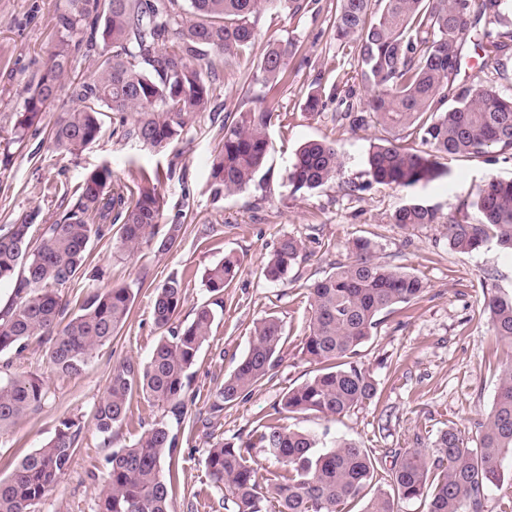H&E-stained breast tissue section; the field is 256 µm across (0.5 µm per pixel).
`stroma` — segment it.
<instances>
[{"mask_svg": "<svg viewBox=\"0 0 512 512\" xmlns=\"http://www.w3.org/2000/svg\"><path fill=\"white\" fill-rule=\"evenodd\" d=\"M64 5L65 0H0L2 134H9L25 85L56 41L55 16ZM337 8V0H296L295 7L263 12L256 23L254 60L224 71L209 110L182 140L163 150L108 134L82 152L59 153L48 140L58 116L53 109L43 115L37 134L11 146L8 161L0 160V225L34 210L38 223H51L70 207L71 193L86 175L103 166L111 168L114 186L126 189L135 187L140 171L175 167V178L164 181L161 190L168 214L187 216L167 252L145 245L125 254L108 238L92 244L85 268L64 291L69 313H76L87 293L99 288H132L134 302L117 336L94 351L82 375L56 373L44 346L36 343L20 353L0 354V370L45 384L40 406L0 435V478L43 446L61 419L76 416L84 425L70 470L35 512H96L108 456L164 415L135 393L128 399L122 427L109 437L100 434L94 407L113 367L126 358L146 360L156 346L161 335L153 318L158 283L170 277L182 281L185 301L179 319L188 322L211 298L206 270L228 254L240 257L242 266L224 290V309L191 370L186 420L170 467L175 512H225L224 493L206 474V450L216 440L233 441L258 429L288 388L315 374L316 365L302 354L311 314L308 288L347 262L349 247L358 238L371 241L376 261L420 277L426 291L382 314L374 335L359 349L358 362L379 384L373 401L335 419L282 413L277 415L280 424L317 435L325 447L347 438L381 453L378 472L383 475L391 465L385 449L431 447L441 431L473 430L475 421L489 413L501 366L512 354L496 346L483 298L489 292L512 295V254L493 241L476 252L453 250L444 221L472 212L475 194L488 175L512 179V159L491 166L478 158L448 157L441 161L445 175L426 184L404 189L372 182L366 173L367 153L391 133L372 122L351 124L364 109L367 89L357 44L336 38ZM272 42L292 45L294 53L288 59L287 82L270 93L256 60ZM464 54V73L456 77V86L490 79L501 94L512 96V47L486 61L468 42ZM320 88L333 91V98L323 110L307 111L308 94ZM261 104L275 117L260 186L214 197L210 157L219 119ZM309 140L335 142L342 170L335 182L296 193L286 173L297 148ZM412 198L436 209L442 223L409 230L391 224L393 212ZM204 224L210 233L203 238L198 230ZM285 236L302 239L308 257L273 283L263 275V261ZM269 315L278 317L283 328L279 366L243 400L213 411L216 390L247 351L254 322Z\"/></svg>", "mask_w": 512, "mask_h": 512, "instance_id": "35a3bbf8", "label": "stroma"}]
</instances>
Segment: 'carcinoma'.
Returning <instances> with one entry per match:
<instances>
[{
  "label": "carcinoma",
  "instance_id": "cac0c4a2",
  "mask_svg": "<svg viewBox=\"0 0 512 512\" xmlns=\"http://www.w3.org/2000/svg\"><path fill=\"white\" fill-rule=\"evenodd\" d=\"M336 39L360 47L361 75L371 89L369 117L393 133L414 131L419 143L404 148L389 139L370 146L368 174L385 186L409 188L440 178L439 159L446 156L512 155V96L491 84L461 88L448 104V85L459 74L465 35L481 19L512 26L503 12L508 0H338ZM282 0H66L56 16L57 42L42 62L36 81L26 85L11 130L21 140L60 97L67 98L50 128L54 147L74 154L104 134L105 117L118 125L112 133L135 139L151 149L180 140L213 97V81L226 68L250 58L256 19ZM512 32L486 33L482 50L497 56ZM92 61L80 78H68L76 57ZM289 49L270 46L260 71L271 92L288 78ZM273 113L264 107L225 116L212 155L211 190L216 196L244 192L256 185L271 149L268 129ZM342 163L334 143L308 141L298 149L288 171L294 191L333 182ZM162 173L143 172L137 191H112V169L89 173L76 198L50 224H34L32 211L13 224L0 225V282L12 284V303L0 310V353L23 350L35 340L48 345L54 369L67 376L82 373L93 352L112 340L125 324L133 303L128 287L92 291L78 312L66 316L62 289L85 266L92 241L115 234L118 249L132 253L151 243L170 250L182 231L171 224L163 237L166 201ZM468 215L448 224V244L473 252L494 240L512 252V180L492 175L479 188ZM391 223L404 229L441 223L432 208L416 201L403 204ZM304 243L281 238L263 266L267 280L280 281L302 260ZM352 258L309 288L311 317L302 353L320 366L304 383L289 388L280 400L287 413L315 412L334 419L371 402L378 383L355 360L358 348L380 324V315L409 304L425 292L423 281L376 262L371 241L358 238ZM241 260L226 256L205 273L211 302L193 318L175 324L184 302L182 282L174 277L155 286L153 317L163 330L144 362L125 359L112 377L93 414L96 429L110 435L124 423L128 397L137 392L164 409L176 424L185 420L187 389L216 309L224 308V288L238 275ZM497 342L512 350V296L484 297ZM282 325L268 316L256 322L248 350L216 391L214 410L246 397L281 361ZM44 398L36 377L0 378V434L7 432ZM475 438L449 428L434 441V451L406 448L393 455L387 471L389 489L369 494L377 457L348 439L328 448L307 432L269 422L249 438L222 439L206 450L211 483L224 491L225 512H399L397 504L429 496L427 512H486L488 487L501 481L502 463L512 457V359L502 366L487 417L475 423ZM83 426L63 418L54 436L25 455L13 473L0 479V512H34V507L71 467ZM178 437L160 420L118 448L98 500V512H172L173 487L163 478L164 465L177 453ZM261 448L282 466L268 475L253 460Z\"/></svg>",
  "mask_w": 512,
  "mask_h": 512
}]
</instances>
